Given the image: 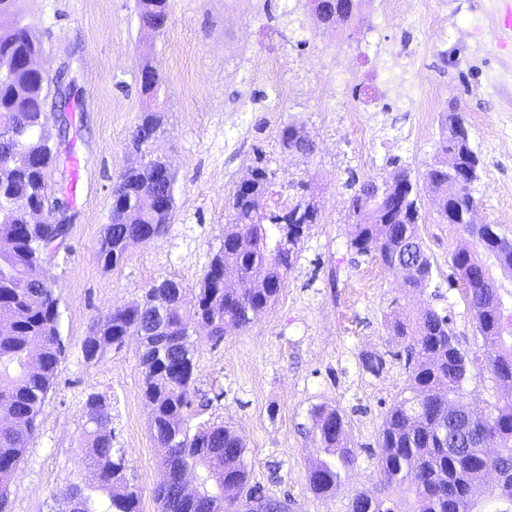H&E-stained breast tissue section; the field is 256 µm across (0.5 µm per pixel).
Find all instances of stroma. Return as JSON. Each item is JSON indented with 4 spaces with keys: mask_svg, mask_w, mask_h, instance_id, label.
<instances>
[{
    "mask_svg": "<svg viewBox=\"0 0 512 512\" xmlns=\"http://www.w3.org/2000/svg\"><path fill=\"white\" fill-rule=\"evenodd\" d=\"M449 41L406 55L401 47L424 37L420 23L369 12L354 0L350 21L338 24L335 44L321 25L299 29L285 0L268 10H247L241 25L224 22V0H170L162 32L143 27L137 0H19L21 16L41 36V66L61 77L70 104L56 95L45 105L44 133L53 146L47 170L50 196H66L68 237L47 269L60 296L61 334L67 347L39 417L28 453L10 482L12 512H65L57 488L88 478L83 431L88 393L112 402L110 427L125 455L127 475L139 487L141 512H160L153 490L164 453L149 430L142 396L139 337H127L97 363L82 344L92 320L138 302L151 282L171 278L198 290L208 259L230 220L227 199L256 161L276 177L290 200H315L318 223L306 230L302 250L278 298L244 328H227L223 341L203 342L196 386L210 400L193 406L200 422L230 427L247 447L252 479L270 499H288L293 512H349L353 495H399L377 472L379 432L387 410L409 380L404 339L391 322L414 321L421 309L447 311L463 346L474 347L472 315L448 259L463 240L458 225L439 219L421 176L439 158L441 117L459 112L481 164L472 189L475 220L512 239V48L500 49L499 0H447ZM373 28L376 45L363 36ZM297 56L290 95L255 87L251 73L262 51ZM324 63L313 74L309 65ZM163 75L167 110L153 154L176 172L174 208L164 234L130 244L111 269L98 258V241L112 205L116 175L136 161L132 136L144 98L140 68ZM335 81L332 96L312 92L316 79ZM442 94L438 110L419 121L415 102L428 86ZM380 91V106L362 115L364 152L352 144L356 94ZM303 130L309 155L284 150L285 126ZM418 180V234L434 264L437 293L408 292L399 272L350 246V181L389 175L390 158ZM382 355L373 374L359 357ZM327 405L344 415L357 462L335 493L318 497L308 486L316 455L310 410Z\"/></svg>",
    "mask_w": 512,
    "mask_h": 512,
    "instance_id": "35a3bbf8",
    "label": "stroma"
}]
</instances>
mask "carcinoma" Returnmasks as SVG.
<instances>
[{"instance_id":"1","label":"carcinoma","mask_w":512,"mask_h":512,"mask_svg":"<svg viewBox=\"0 0 512 512\" xmlns=\"http://www.w3.org/2000/svg\"><path fill=\"white\" fill-rule=\"evenodd\" d=\"M18 2L0 0V60L12 63L0 76V124L17 131L11 143H0V165L17 168L14 177L0 182V236L15 232L26 209L49 201L46 170L52 152L41 130L50 79L26 67L28 56L42 50V43L32 27L21 24ZM138 8L143 25L158 31L169 0H138ZM151 81L141 84L146 105L133 138L139 151L156 139L165 106L163 76L155 70ZM463 120L462 114L452 112L442 122L439 151L444 159L428 167L424 179L435 194L438 216L446 221L453 211L467 240L448 264L465 285L482 355H470L448 316L431 306L413 324L396 321L393 331L408 341L407 355L414 364L408 395L393 403L384 418L377 471L384 486L404 488L405 498L359 491L350 512H512V476L491 490L481 485L489 469H512V394L488 407L474 433L455 432L465 417L464 386L472 370L483 367L495 381L512 388V313L501 306L512 291L495 287L493 276L482 273L496 266L512 278V240L491 237V224L470 223L476 207L472 189L457 185L453 173L480 160L469 139L455 137L456 124ZM281 143L303 155L312 149L293 125L282 130ZM390 164L395 169L388 176L362 183L350 198L355 223L350 246L387 268L406 266L405 286L421 291L430 287L434 270L417 233V190H402L413 184L410 168L395 159ZM250 176V185L237 186L228 198L231 222L209 259L198 293L189 299L182 283L155 281L140 303L115 307L96 318L82 345L85 361L97 362L125 337H141L142 393L152 411L150 430L166 449L156 489L161 512H240L243 495L252 490L242 439L222 423L191 424L188 410L197 393L194 333L200 325L209 341L219 343L226 326L253 323L284 287L301 251L304 227L319 221V210L311 200L270 206L274 173L258 164ZM173 190L174 175L158 157L144 154L119 172L98 242L104 267L117 265L133 241L165 231ZM61 236V224L29 225L15 238L0 269V323H5L0 326V512H12L9 480L27 454L65 358L60 298L45 256V245L58 243ZM111 410L101 393L88 394L83 403L84 434L93 448L88 467L96 472L98 484L70 481L58 488L60 496L76 500V512H139V490L126 476L123 454L113 448ZM310 415L312 445L321 458L309 471L308 484L320 497L336 490L356 454L338 409L318 405ZM196 469L201 470L199 489L185 495L182 479Z\"/></svg>"}]
</instances>
